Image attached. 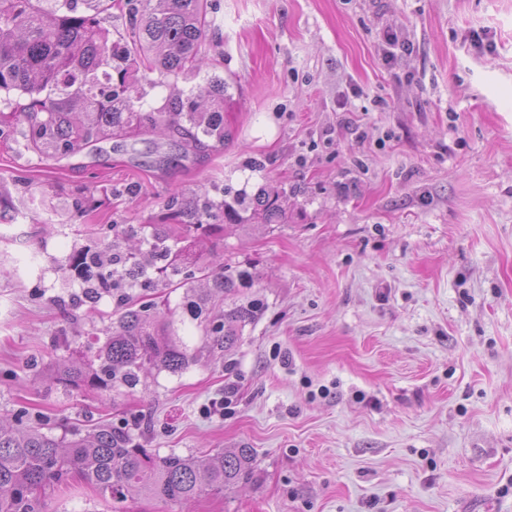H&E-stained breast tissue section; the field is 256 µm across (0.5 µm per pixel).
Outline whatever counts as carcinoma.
Wrapping results in <instances>:
<instances>
[{"label":"carcinoma","mask_w":512,"mask_h":512,"mask_svg":"<svg viewBox=\"0 0 512 512\" xmlns=\"http://www.w3.org/2000/svg\"><path fill=\"white\" fill-rule=\"evenodd\" d=\"M125 31L110 39L102 13L112 8L98 3L97 12L78 11V0H54L49 8L40 0H0V118L21 117L23 146L42 159L61 162L98 150L111 140L121 148L126 140L148 130L161 129L180 141L185 151L224 145V97L228 84L210 81L207 94L180 93L150 111L138 105L144 98L138 74L160 77L186 75L202 66L201 45L208 20V0H125ZM281 186H266L257 194H238L234 203L206 201L196 211L195 230L214 233L206 220L224 212L234 224L240 213L263 228L286 218ZM146 241L150 265L159 261L168 288L186 289L194 316L203 308L192 286L196 273L211 278L218 297L230 295L251 277L246 270L224 263L222 272L206 266L188 270L170 258V234ZM128 251L118 252L121 270H109L92 256L81 258V277L92 289L112 293L122 312L117 326L96 350L70 361L57 372L64 387L86 385L133 387L149 368L173 374L189 362L187 346L173 337L166 314L139 302L134 288L148 286V270L140 260L141 241L126 237ZM258 307L235 303L223 320L209 328L231 349L237 332L228 323L251 322ZM254 461L250 448L221 451L201 461L193 455L159 456L136 441L130 428L103 426L91 433L66 439L52 434L50 421L27 429L0 420V512H43L42 492L65 485L74 477L103 496L124 498L136 491L160 501H188L203 493L222 494L248 480Z\"/></svg>","instance_id":"obj_1"}]
</instances>
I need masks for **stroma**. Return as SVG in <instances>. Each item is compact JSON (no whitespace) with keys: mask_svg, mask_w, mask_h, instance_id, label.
<instances>
[{"mask_svg":"<svg viewBox=\"0 0 512 512\" xmlns=\"http://www.w3.org/2000/svg\"><path fill=\"white\" fill-rule=\"evenodd\" d=\"M208 10L201 72L144 102L224 78L223 148L184 157L157 130L57 165L0 128V416L59 437L133 423L159 455L249 448L253 470L218 496L55 492L45 512H512V0ZM269 183L286 223L170 242L253 273L237 297L262 310L231 350L157 281L137 294L189 345L185 370L54 381L119 317L111 293L84 295L81 253L168 227L170 198L189 212Z\"/></svg>","mask_w":512,"mask_h":512,"instance_id":"1","label":"stroma"}]
</instances>
